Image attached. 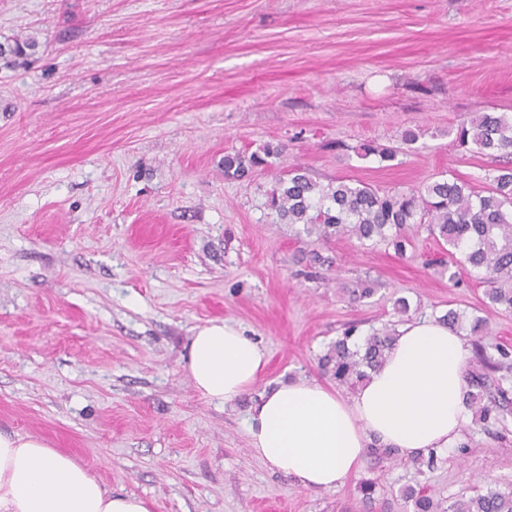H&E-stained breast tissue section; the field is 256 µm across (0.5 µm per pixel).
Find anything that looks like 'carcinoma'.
<instances>
[{"mask_svg":"<svg viewBox=\"0 0 512 512\" xmlns=\"http://www.w3.org/2000/svg\"><path fill=\"white\" fill-rule=\"evenodd\" d=\"M32 42L0 43V58L25 54ZM457 146L493 156L512 151V114L482 112L460 122L455 134ZM285 147L266 144L249 155H224V177L242 180L253 169L274 165ZM399 147L379 148L363 143L357 149L362 157L374 155L382 162L393 161ZM264 208L276 222L297 226V234L326 241L332 237L356 239L362 246L384 245L402 256L411 245L406 229L416 224L446 248L448 259L436 262L456 277L455 268L468 267L480 275L490 307L512 310V167H498L484 176L477 188L457 180L440 179L418 189L379 191L361 181L336 179L325 184L312 179L299 167L278 174L265 191ZM437 320L466 334L481 336L488 329L487 318L466 317L454 309ZM358 327L350 325L332 342L320 359L324 371L336 384L354 389L385 361L395 339V331L374 329L352 345ZM497 355L477 353L480 373L466 376L465 403L482 423L503 424L507 420L512 351L499 347ZM407 499L413 512H438L440 504L427 488L411 489ZM446 512H512V488L488 486L459 496Z\"/></svg>","mask_w":512,"mask_h":512,"instance_id":"cac0c4a2","label":"carcinoma"}]
</instances>
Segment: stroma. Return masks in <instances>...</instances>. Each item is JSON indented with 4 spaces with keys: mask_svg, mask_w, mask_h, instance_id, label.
I'll return each mask as SVG.
<instances>
[{
    "mask_svg": "<svg viewBox=\"0 0 512 512\" xmlns=\"http://www.w3.org/2000/svg\"><path fill=\"white\" fill-rule=\"evenodd\" d=\"M0 430L40 437L154 512H410L408 486L448 500L512 487V422L470 425L465 450L420 470L368 451L313 491L251 452V405L319 366L349 325L482 308L476 273L274 223L275 178L226 179L225 153L284 145L281 168L380 189L476 183L505 157L456 147L477 112L512 113V0H0ZM420 129L403 148L405 129ZM364 143L399 148L362 158ZM333 260L311 267L312 252ZM371 279L360 303L348 290ZM240 326L267 364L241 399L201 398L183 365L196 328ZM375 481L366 503L361 482Z\"/></svg>",
    "mask_w": 512,
    "mask_h": 512,
    "instance_id": "1",
    "label": "stroma"
}]
</instances>
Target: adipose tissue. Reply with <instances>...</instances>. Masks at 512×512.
Masks as SVG:
<instances>
[{"label":"adipose tissue","mask_w":512,"mask_h":512,"mask_svg":"<svg viewBox=\"0 0 512 512\" xmlns=\"http://www.w3.org/2000/svg\"><path fill=\"white\" fill-rule=\"evenodd\" d=\"M383 366L351 396L313 380L281 383L251 406L254 455L310 490H333L358 470L370 442L412 457L449 453L471 417L464 402V335L433 319L402 324ZM262 349L235 324L198 327L184 368L205 400L231 403L258 380ZM115 494L72 457L32 435L0 432V512H152Z\"/></svg>","instance_id":"obj_1"}]
</instances>
